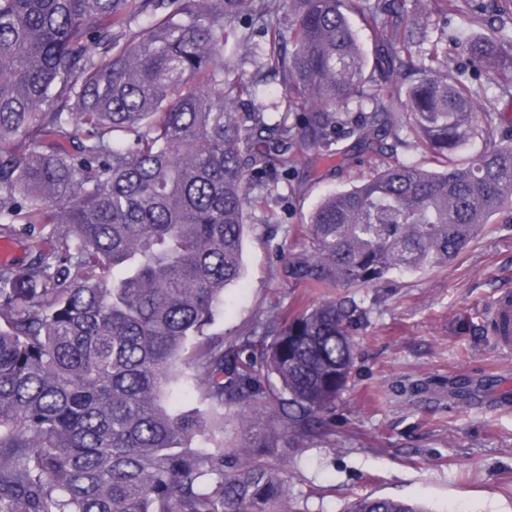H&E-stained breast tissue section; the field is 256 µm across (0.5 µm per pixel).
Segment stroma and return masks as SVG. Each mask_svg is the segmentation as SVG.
Instances as JSON below:
<instances>
[{"instance_id": "stroma-1", "label": "stroma", "mask_w": 512, "mask_h": 512, "mask_svg": "<svg viewBox=\"0 0 512 512\" xmlns=\"http://www.w3.org/2000/svg\"><path fill=\"white\" fill-rule=\"evenodd\" d=\"M358 173L336 155L297 167L279 188L277 222L253 210L243 276L206 333L228 341L270 307L294 313L326 294L363 300L370 321L355 333L350 382L324 420L333 443L289 454L298 503L345 512L372 494L431 512H512V353L499 350L486 317L492 297L512 289V220L494 215L448 264L377 288L295 286L287 258L301 252L303 226L321 197Z\"/></svg>"}]
</instances>
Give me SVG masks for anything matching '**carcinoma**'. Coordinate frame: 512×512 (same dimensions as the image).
I'll list each match as a JSON object with an SVG mask.
<instances>
[{
	"mask_svg": "<svg viewBox=\"0 0 512 512\" xmlns=\"http://www.w3.org/2000/svg\"><path fill=\"white\" fill-rule=\"evenodd\" d=\"M421 4L0 0V238L29 232L28 261L0 265V512H300L288 449L325 437L368 310L346 296L273 308L227 346L206 336L242 277L249 211L275 217L280 180L342 133L372 172L310 215L289 261L303 288L425 271L512 213V120L494 138L448 67V15L486 30L453 49L505 92L512 37L483 0ZM226 19L245 25L236 58ZM268 73L276 117L256 91ZM186 370L207 416L168 406ZM228 419L259 435L192 447ZM346 512L426 510L369 495Z\"/></svg>",
	"mask_w": 512,
	"mask_h": 512,
	"instance_id": "cac0c4a2",
	"label": "carcinoma"
}]
</instances>
